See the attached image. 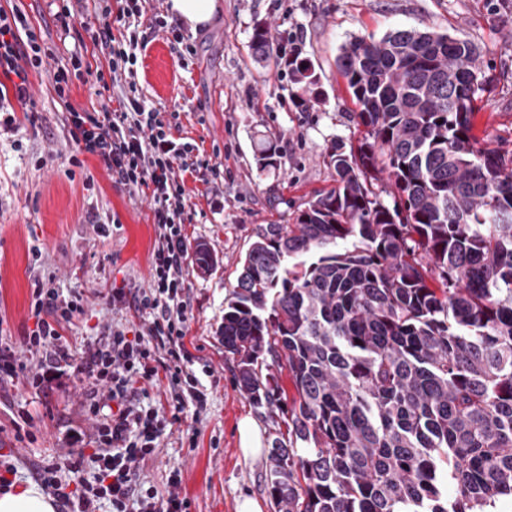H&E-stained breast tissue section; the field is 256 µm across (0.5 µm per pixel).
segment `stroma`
Wrapping results in <instances>:
<instances>
[{
	"mask_svg": "<svg viewBox=\"0 0 512 512\" xmlns=\"http://www.w3.org/2000/svg\"><path fill=\"white\" fill-rule=\"evenodd\" d=\"M221 14L198 31L183 30V42L157 32L140 57L137 84L147 105L178 113V136L217 153L224 180L188 182L190 244L203 243L217 257L204 272L187 267L185 347L200 375L207 405L187 413L166 430L141 478L166 493L170 472H180V493L191 512H236L238 499H256L274 512L267 491L268 455L244 458L238 425L252 419L265 442H272L279 413L254 408L238 387L232 359L224 355L217 330L224 303L233 291L240 261L262 224L286 223L293 206L334 187L330 156L336 146L356 143L360 131L355 106L338 74L340 46L354 37L377 40L397 28L446 32L476 45L493 82L479 96L477 133L489 141L512 143V0H221ZM20 6L33 24L58 40L56 57L81 52L92 67L107 65L105 53L77 33L54 30L47 0H0V8ZM265 23L276 45L302 35V56L318 76L316 102L295 107L293 85L279 79L273 63L252 50L256 22ZM42 104L37 123L20 120L19 130L0 136V339L20 342L34 322L29 317L36 283L60 297L81 292L87 314L62 335L73 348L112 325L140 328L133 309L112 306V288L147 287L155 239L147 195L113 185L100 163L86 159L70 169L75 150L60 123L63 104L48 71L31 74ZM277 149V167L259 171L256 158L267 145ZM41 258H34V251ZM77 380L35 394L23 384L0 389V455L10 456L22 481L43 457L69 448L73 432L91 434ZM32 417L29 440L14 438L19 411ZM195 444H188V431Z\"/></svg>",
	"mask_w": 512,
	"mask_h": 512,
	"instance_id": "stroma-1",
	"label": "stroma"
}]
</instances>
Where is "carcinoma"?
<instances>
[{
	"mask_svg": "<svg viewBox=\"0 0 512 512\" xmlns=\"http://www.w3.org/2000/svg\"><path fill=\"white\" fill-rule=\"evenodd\" d=\"M253 44L307 109L310 64L262 23ZM336 66L361 137L331 155L336 186L257 229L217 331L286 426L269 494L276 512H486L512 496V149L474 133L480 52L395 29Z\"/></svg>",
	"mask_w": 512,
	"mask_h": 512,
	"instance_id": "obj_1",
	"label": "carcinoma"
}]
</instances>
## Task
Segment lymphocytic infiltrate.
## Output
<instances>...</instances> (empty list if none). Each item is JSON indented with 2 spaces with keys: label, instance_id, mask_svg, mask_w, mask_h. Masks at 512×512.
<instances>
[{
  "label": "lymphocytic infiltrate",
  "instance_id": "1",
  "mask_svg": "<svg viewBox=\"0 0 512 512\" xmlns=\"http://www.w3.org/2000/svg\"><path fill=\"white\" fill-rule=\"evenodd\" d=\"M100 23H92L82 10L62 4L54 15L62 32L82 29L90 41L108 55V67L97 70L96 81L113 90L115 103H101L87 111L68 102L74 80L84 77L85 61L73 53L50 74L53 91L65 105L62 126L77 153L69 163L82 167L83 156L95 157L113 184L129 191H146L156 238L146 289L131 294L113 289L116 306L133 307L146 317V331L102 327L96 339L86 341L79 353L63 344L61 328L85 316L82 295L60 297L52 288L36 287L30 301L34 327L15 345L0 341V385L23 382L35 393L52 390L67 374L78 376L85 388V408L98 420L85 447L39 462L33 476L50 496L57 512H190L191 503L179 493L180 472L167 478V494L144 487L140 471L157 448L166 428L182 420L187 408L203 409L206 395L191 367L186 350V268L189 257L185 234L187 179L209 184L221 174L199 147L174 136L162 112L146 105L135 81L139 53L151 34L167 29L160 15H147L144 0H99ZM121 36H113V27ZM56 48L45 28L34 26L19 7L0 9V133L17 127L12 103H19L29 122L40 118L39 103L29 76L55 58ZM39 356L36 369H28L25 355ZM166 379L165 404L143 405L144 384Z\"/></svg>",
  "mask_w": 512,
  "mask_h": 512
}]
</instances>
